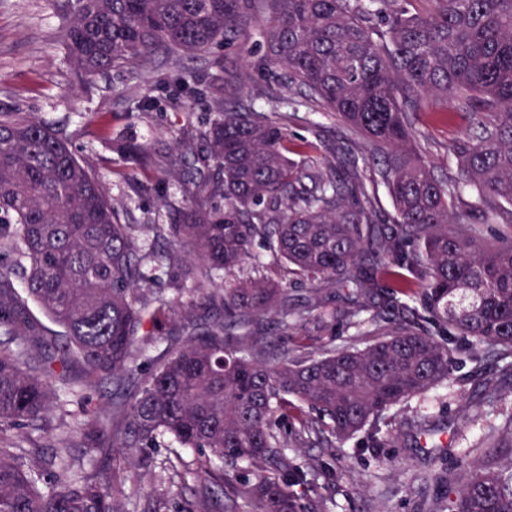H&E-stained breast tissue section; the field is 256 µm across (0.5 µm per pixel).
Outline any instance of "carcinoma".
<instances>
[{
    "instance_id": "obj_1",
    "label": "carcinoma",
    "mask_w": 512,
    "mask_h": 512,
    "mask_svg": "<svg viewBox=\"0 0 512 512\" xmlns=\"http://www.w3.org/2000/svg\"><path fill=\"white\" fill-rule=\"evenodd\" d=\"M76 0L64 31L84 77L135 80L160 59L245 48V65L280 71L364 146L343 138L322 166L288 157V115L254 107L224 70L215 85L206 147L191 169L185 206L167 224H122L108 190L69 141L31 112L0 109V433L44 431L58 400L54 382L81 363L73 392L87 436L125 458L168 438L198 452L186 473L204 482L188 512H214L220 488L241 483L243 512H301L294 486L313 468L291 448L336 443L374 426L451 377L454 355L512 359V240L484 242L486 224L512 226V0ZM466 125L449 145L458 168L439 175L417 128L428 102ZM126 160L146 170L148 148ZM385 185L394 214L383 215ZM144 229L166 247L143 253ZM266 243L271 261L254 259ZM181 249L213 319L182 296L155 295L148 268ZM288 270L307 288L297 304L272 278ZM25 282L20 294L14 280ZM31 299L62 328L57 353L32 357ZM343 322L373 340L363 348L320 344L274 350L259 333ZM456 336L450 349L436 340ZM163 339L167 346L150 356ZM112 399L117 424L86 409L84 391ZM316 412L281 430L290 398ZM512 449V417L485 440ZM108 482L67 455L0 446V512H127ZM428 478L442 483L443 476ZM434 512H512V452L448 480Z\"/></svg>"
}]
</instances>
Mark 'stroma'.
Returning <instances> with one entry per match:
<instances>
[{"instance_id":"stroma-1","label":"stroma","mask_w":512,"mask_h":512,"mask_svg":"<svg viewBox=\"0 0 512 512\" xmlns=\"http://www.w3.org/2000/svg\"><path fill=\"white\" fill-rule=\"evenodd\" d=\"M63 5V0H0V106L36 113L60 130L104 181L122 223L141 224L149 218L168 223L169 208L181 207L185 198V178L171 168L170 158L177 150L200 149L197 133L213 117L207 85L216 71L206 68L204 58L179 57L178 65L205 71L206 76L204 81L190 82L175 100L169 97L161 68L129 83L110 76L78 78L63 42ZM145 97L160 100L159 109L131 111V99ZM100 116L107 122L103 134L96 124ZM288 127L293 142L299 144L317 135L332 141L346 131L334 118L305 109ZM418 129L439 172H455L448 145L458 125L434 121L423 112ZM130 142L148 146L154 158L151 171L126 166L122 148ZM82 374L81 365L72 364L69 385L58 388L62 404L54 411L48 431L16 429L9 432V440L26 448L52 446L83 457L87 452L75 432L77 406L69 395ZM490 380L512 387V370L492 360L455 364L447 383L400 408L392 435L381 448L363 449L357 437L332 454L319 447L294 449L298 461L330 473L315 484L297 487L306 512H430L439 491L424 475L436 465V450L416 444V426L426 422L442 429L453 461L463 465L486 461L484 436L512 412L509 394L488 401L483 416L469 413V403L484 396ZM195 458V453L170 440L144 449L132 460L128 479L116 495L129 510L144 505L159 487L157 477L164 464L190 463Z\"/></svg>"}]
</instances>
